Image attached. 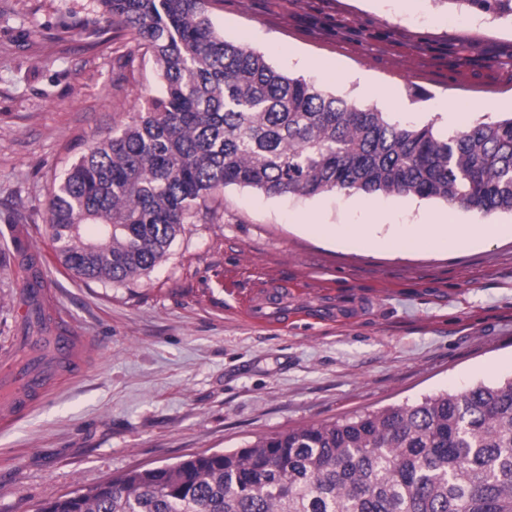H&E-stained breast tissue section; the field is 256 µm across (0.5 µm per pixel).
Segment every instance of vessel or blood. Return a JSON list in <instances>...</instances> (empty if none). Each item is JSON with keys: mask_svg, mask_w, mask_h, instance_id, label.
Listing matches in <instances>:
<instances>
[{"mask_svg": "<svg viewBox=\"0 0 512 512\" xmlns=\"http://www.w3.org/2000/svg\"><path fill=\"white\" fill-rule=\"evenodd\" d=\"M285 302L280 290L261 284L253 288L246 313L256 322L279 319ZM18 315L38 331L28 345L26 357L0 371V424L9 425L22 407L46 393L59 378L77 372L84 339L52 315L44 280L21 288Z\"/></svg>", "mask_w": 512, "mask_h": 512, "instance_id": "1", "label": "vessel or blood"}]
</instances>
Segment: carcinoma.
Segmentation results:
<instances>
[{
  "label": "carcinoma",
  "mask_w": 512,
  "mask_h": 512,
  "mask_svg": "<svg viewBox=\"0 0 512 512\" xmlns=\"http://www.w3.org/2000/svg\"><path fill=\"white\" fill-rule=\"evenodd\" d=\"M162 81L138 119L54 185L62 265L123 283L152 271L228 185L267 195H410L512 215V115L442 131L358 106L224 40L208 0H101ZM512 19V0H448ZM40 512H512V378L138 468Z\"/></svg>",
  "instance_id": "carcinoma-1"
}]
</instances>
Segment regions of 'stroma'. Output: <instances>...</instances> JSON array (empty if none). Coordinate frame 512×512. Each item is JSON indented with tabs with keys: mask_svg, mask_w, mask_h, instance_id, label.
I'll use <instances>...</instances> for the list:
<instances>
[{
	"mask_svg": "<svg viewBox=\"0 0 512 512\" xmlns=\"http://www.w3.org/2000/svg\"><path fill=\"white\" fill-rule=\"evenodd\" d=\"M208 10L225 40L283 74L401 121L444 130L512 112V24L449 0H210ZM159 93L150 53L107 30L99 0H0V352L18 331L25 276L14 225L61 323L90 339L83 371L0 431V512H39L139 466L512 375L511 237L400 255L337 238L374 214L395 232L448 210L462 224L512 226L504 213L229 185L149 273L104 284L65 270L46 232L53 183ZM268 277L300 311L280 327L236 312ZM331 299L365 307L326 321L318 310Z\"/></svg>",
	"mask_w": 512,
	"mask_h": 512,
	"instance_id": "obj_1",
	"label": "stroma"
}]
</instances>
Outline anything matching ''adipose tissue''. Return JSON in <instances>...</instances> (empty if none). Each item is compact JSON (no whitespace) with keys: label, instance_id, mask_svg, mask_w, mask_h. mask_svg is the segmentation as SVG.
Listing matches in <instances>:
<instances>
[{"label":"adipose tissue","instance_id":"adipose-tissue-1","mask_svg":"<svg viewBox=\"0 0 512 512\" xmlns=\"http://www.w3.org/2000/svg\"><path fill=\"white\" fill-rule=\"evenodd\" d=\"M503 230L493 224H459L452 214L441 213L431 222L395 236H378L373 224L346 225L343 238L365 247L391 252L406 250L444 252L472 242L501 236Z\"/></svg>","mask_w":512,"mask_h":512}]
</instances>
